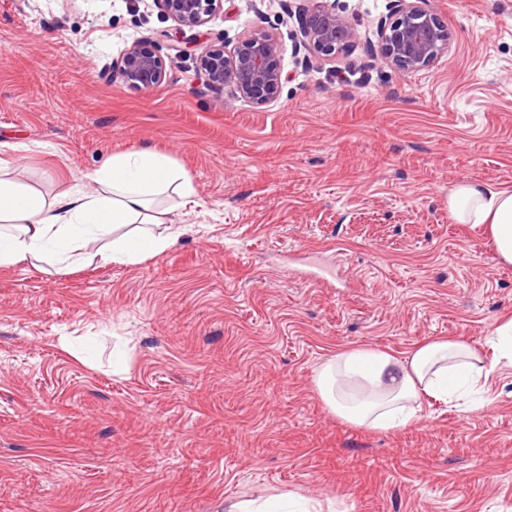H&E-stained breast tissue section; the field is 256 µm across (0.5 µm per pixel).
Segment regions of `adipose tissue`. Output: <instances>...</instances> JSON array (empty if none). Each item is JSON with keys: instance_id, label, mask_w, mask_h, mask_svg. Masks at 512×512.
<instances>
[{"instance_id": "obj_1", "label": "adipose tissue", "mask_w": 512, "mask_h": 512, "mask_svg": "<svg viewBox=\"0 0 512 512\" xmlns=\"http://www.w3.org/2000/svg\"><path fill=\"white\" fill-rule=\"evenodd\" d=\"M192 193L190 179L155 150L112 155L88 182L50 199L0 162V268L28 263L59 274L141 263L180 235L170 215ZM448 208L460 223L486 227L500 263L512 265V189L461 183ZM490 373L477 351L436 339L401 359L371 348L339 353L318 370L315 387L338 418L386 431L415 422L424 398L476 391Z\"/></svg>"}]
</instances>
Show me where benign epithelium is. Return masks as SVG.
<instances>
[{"instance_id":"1","label":"benign epithelium","mask_w":512,"mask_h":512,"mask_svg":"<svg viewBox=\"0 0 512 512\" xmlns=\"http://www.w3.org/2000/svg\"><path fill=\"white\" fill-rule=\"evenodd\" d=\"M159 10L181 29H194L223 8V0H155ZM312 8L301 18L303 37L324 59H336L350 51L358 34L350 22L328 5V0H312ZM395 18L380 24L376 53L401 73L431 66L448 52L452 32L433 10L430 0H391ZM174 54L163 57L139 45L131 46L112 63V75L126 84L151 89L166 78L167 65L184 54L177 43ZM281 48L265 32L253 33L231 49H214L199 59V70L207 85L217 92L256 104L279 98L283 89Z\"/></svg>"}]
</instances>
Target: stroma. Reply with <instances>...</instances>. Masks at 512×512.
Wrapping results in <instances>:
<instances>
[{
    "label": "stroma",
    "mask_w": 512,
    "mask_h": 512,
    "mask_svg": "<svg viewBox=\"0 0 512 512\" xmlns=\"http://www.w3.org/2000/svg\"><path fill=\"white\" fill-rule=\"evenodd\" d=\"M330 2L359 36L332 62L295 51L307 0H224L183 31L154 0H0V160L51 196L154 149L194 189L137 265L0 269V512H512V366L388 431L314 383L356 347L487 355L512 317V266L448 209L463 182L512 188V0H431L453 38L409 74L371 52L390 0ZM255 32L285 77L263 106L198 68ZM172 35L190 50L160 86L107 78Z\"/></svg>",
    "instance_id": "35a3bbf8"
}]
</instances>
